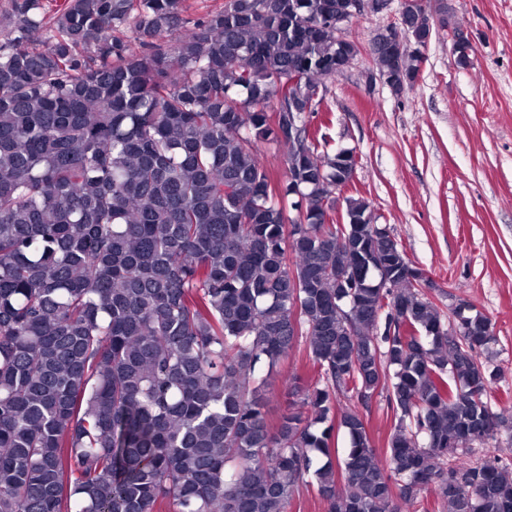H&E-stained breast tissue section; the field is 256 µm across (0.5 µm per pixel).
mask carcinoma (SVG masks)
Returning <instances> with one entry per match:
<instances>
[{
  "mask_svg": "<svg viewBox=\"0 0 512 512\" xmlns=\"http://www.w3.org/2000/svg\"><path fill=\"white\" fill-rule=\"evenodd\" d=\"M350 0H11L0 17V512H287L306 475L327 512H512L500 459L460 456L509 421L481 354L419 270L344 199L350 151L305 129L358 53L322 19ZM448 0L411 13L412 46L375 45L394 94ZM36 33L41 43L27 47ZM408 314L409 323H399ZM318 374L267 419V373L298 343ZM386 392L385 460L366 428ZM347 404L337 412L341 400ZM344 429L349 446L333 442ZM286 148L273 143L259 144V153L263 164L275 180L286 179Z\"/></svg>",
  "mask_w": 512,
  "mask_h": 512,
  "instance_id": "carcinoma-1",
  "label": "carcinoma"
}]
</instances>
